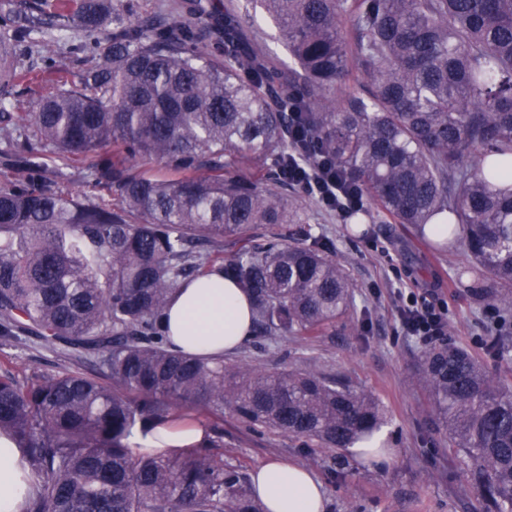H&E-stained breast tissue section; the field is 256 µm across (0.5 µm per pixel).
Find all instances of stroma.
Returning <instances> with one entry per match:
<instances>
[{
  "label": "stroma",
  "mask_w": 512,
  "mask_h": 512,
  "mask_svg": "<svg viewBox=\"0 0 512 512\" xmlns=\"http://www.w3.org/2000/svg\"><path fill=\"white\" fill-rule=\"evenodd\" d=\"M46 52L33 56L32 78L17 82L12 97L34 105L55 93L59 77L77 80L94 61L74 22L52 21L45 35ZM61 59L63 74L53 73L47 55ZM288 200L301 208L316 233L332 243L355 292L353 308L319 336L250 337L227 355L225 365L304 372L313 370L345 380L372 394L386 413L380 431L389 462L377 465L346 451L342 468L332 451L301 447L277 432L254 434L232 414L224 416V459L254 471L273 459L308 468L326 491L325 512H483L470 476L448 438L439 429L428 391L419 380L418 359L426 341L407 335L400 315L402 295L434 288L448 308L445 344L469 349L487 371L512 386V361L490 355L487 344L498 332L500 313L475 299L468 287H454L456 267L469 259L460 244L434 251L418 232L393 224L366 202L362 223L353 224L299 189ZM76 361L39 345L0 349V371L18 379L77 369Z\"/></svg>",
  "instance_id": "stroma-1"
}]
</instances>
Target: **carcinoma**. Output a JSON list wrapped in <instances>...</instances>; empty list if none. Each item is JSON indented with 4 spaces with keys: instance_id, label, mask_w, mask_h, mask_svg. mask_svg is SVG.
<instances>
[{
    "instance_id": "obj_1",
    "label": "carcinoma",
    "mask_w": 512,
    "mask_h": 512,
    "mask_svg": "<svg viewBox=\"0 0 512 512\" xmlns=\"http://www.w3.org/2000/svg\"><path fill=\"white\" fill-rule=\"evenodd\" d=\"M247 2L260 12L191 0L170 21L134 0H58L55 17L110 36L78 81L4 116L0 345L36 340L95 372L0 374V432L29 478L20 512H266L215 452L224 410L338 454L380 427L378 400L341 379L229 367L169 339L171 300L214 271L246 292L258 336L318 335L346 313V272L288 206L284 173L312 143L394 223L438 251L458 239L472 295L512 312V0ZM266 19L288 69L261 47ZM48 26L42 4L0 0V104ZM351 55L368 83L345 91ZM58 160L88 163L116 202L61 190ZM255 224L294 228L224 258V236ZM419 375L485 512H512V390L461 347L427 348ZM196 408L212 419L200 448L131 449L136 428Z\"/></svg>"
}]
</instances>
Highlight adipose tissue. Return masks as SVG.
<instances>
[{"mask_svg":"<svg viewBox=\"0 0 512 512\" xmlns=\"http://www.w3.org/2000/svg\"><path fill=\"white\" fill-rule=\"evenodd\" d=\"M167 324L176 347L221 359L251 336L249 299L232 280L212 272L181 290L169 306ZM204 436L201 426L172 425L137 431L131 443L141 450L174 454L199 445ZM20 460L15 441L0 434V512H19L28 488ZM251 481L269 512H325L321 483L294 463L268 461L253 471Z\"/></svg>","mask_w":512,"mask_h":512,"instance_id":"adipose-tissue-1","label":"adipose tissue"}]
</instances>
